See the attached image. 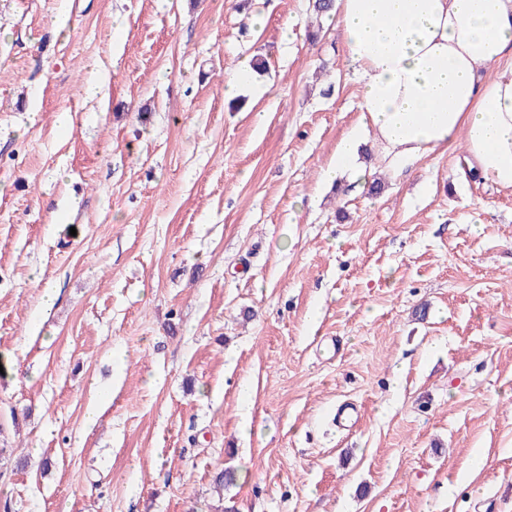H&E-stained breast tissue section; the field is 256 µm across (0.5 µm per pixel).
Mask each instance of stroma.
Instances as JSON below:
<instances>
[{
    "instance_id": "1",
    "label": "stroma",
    "mask_w": 512,
    "mask_h": 512,
    "mask_svg": "<svg viewBox=\"0 0 512 512\" xmlns=\"http://www.w3.org/2000/svg\"><path fill=\"white\" fill-rule=\"evenodd\" d=\"M359 94L309 0H0V512H512V190L323 184Z\"/></svg>"
}]
</instances>
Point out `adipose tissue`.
Masks as SVG:
<instances>
[{
  "label": "adipose tissue",
  "instance_id": "obj_1",
  "mask_svg": "<svg viewBox=\"0 0 512 512\" xmlns=\"http://www.w3.org/2000/svg\"><path fill=\"white\" fill-rule=\"evenodd\" d=\"M331 18L360 83V121L326 183L373 133L403 170L456 141L472 180L512 190V0H336Z\"/></svg>",
  "mask_w": 512,
  "mask_h": 512
}]
</instances>
